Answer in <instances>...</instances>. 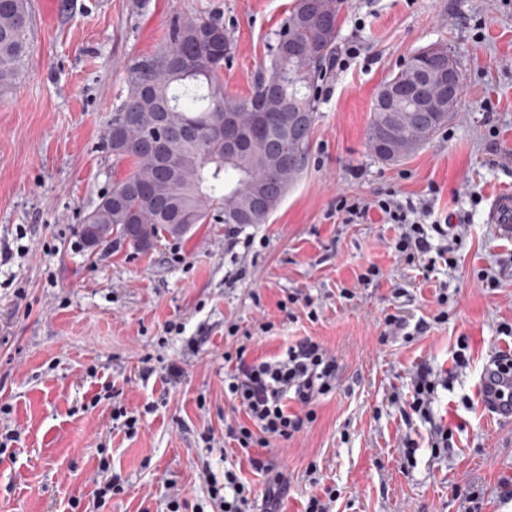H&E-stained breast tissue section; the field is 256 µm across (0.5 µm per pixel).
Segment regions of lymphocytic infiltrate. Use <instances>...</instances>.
Segmentation results:
<instances>
[{"mask_svg":"<svg viewBox=\"0 0 512 512\" xmlns=\"http://www.w3.org/2000/svg\"><path fill=\"white\" fill-rule=\"evenodd\" d=\"M338 210L347 224L363 223L370 212H380L396 230L392 248L408 263L432 253L445 264L453 262L450 227L435 219L430 200L404 201L385 190L369 199L341 198ZM224 362V396L232 411L224 421V442L244 450L304 434L316 419V403L336 390V355L312 336L300 337L266 358L248 357L242 345L225 352ZM254 467L268 476L262 487L243 481L233 469L225 472L223 482L209 481L217 512H251L257 503L262 504V512H280L288 488L287 470L259 461Z\"/></svg>","mask_w":512,"mask_h":512,"instance_id":"lymphocytic-infiltrate-1","label":"lymphocytic infiltrate"}]
</instances>
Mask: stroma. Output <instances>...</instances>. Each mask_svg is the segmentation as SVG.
<instances>
[{
    "label": "stroma",
    "instance_id": "stroma-1",
    "mask_svg": "<svg viewBox=\"0 0 512 512\" xmlns=\"http://www.w3.org/2000/svg\"><path fill=\"white\" fill-rule=\"evenodd\" d=\"M296 0H31L32 48L12 94L0 99V424L20 438L0 455V512H72L92 506L101 463L120 473L123 490L104 512H168L172 496L209 506V470L224 477V449L208 447L204 425L223 430L224 352L241 344L230 324L258 333L250 356L313 336L335 352L334 394L306 433L239 453L242 477L252 459H275L291 476L282 512H303L317 467L335 489L334 512H465L469 490L480 512H512L499 482L512 478V422L488 416L476 387L489 355L506 344L512 322V238L488 224L498 194L512 192V0H347L339 42H360V57L320 82L318 111L303 174L267 223L225 241L222 212L182 238L147 252L113 239L88 248L81 223L124 176L127 162L107 149L112 112L127 97L132 66L158 53L178 17L211 18L230 39L220 73L224 93L250 94L270 46ZM445 43L463 75L447 127L413 156L390 163L369 149L375 94L420 48ZM433 197L435 211L459 220L453 265L430 278L390 248L394 229L371 213L342 223L339 197L377 190ZM378 282L353 300L340 295L369 265ZM499 274L482 288L481 270ZM447 287L448 320L432 323L438 284ZM311 295L317 315L284 317L287 294ZM402 308L430 320L414 339L383 337L384 316ZM181 325L167 333L168 324ZM469 343L467 367L452 355ZM176 364L139 374L144 356ZM427 362L448 374L430 420L404 417L409 371ZM137 408L134 436L112 422V404ZM451 445H432L434 427ZM415 450L404 454L401 438Z\"/></svg>",
    "mask_w": 512,
    "mask_h": 512
}]
</instances>
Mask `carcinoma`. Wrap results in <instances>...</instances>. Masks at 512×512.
Listing matches in <instances>:
<instances>
[{
	"label": "carcinoma",
	"instance_id": "carcinoma-1",
	"mask_svg": "<svg viewBox=\"0 0 512 512\" xmlns=\"http://www.w3.org/2000/svg\"><path fill=\"white\" fill-rule=\"evenodd\" d=\"M341 2L327 0V15L309 17L308 0H297L285 27L268 75L260 78L243 101L224 97L220 79L224 58H215L201 41L208 29L230 47L224 26L198 17L178 18L168 31L169 47L133 67L127 99L112 112L111 127L122 126L121 138L108 137L118 161H130L128 173L116 180L81 224L83 239L101 244L112 237L141 250L146 242L164 236L183 237L208 222L214 208L224 209V223L243 227L264 224L267 210H275L303 173L310 129L288 134L275 116L317 112V85L323 62L338 50ZM32 15L29 0H0V96L12 92L30 52ZM431 47L413 53L401 69L379 89L367 127L374 154L386 162L402 161L424 145L450 121L448 112H427L410 97H397L385 108L393 86L415 82L420 69L435 66ZM169 113L172 133L164 141L176 169L166 171L148 147L156 113ZM274 116L266 132L236 160L224 159L223 141L214 126L232 113L238 126L251 131L253 113ZM267 206L250 208L256 190Z\"/></svg>",
	"mask_w": 512,
	"mask_h": 512
}]
</instances>
